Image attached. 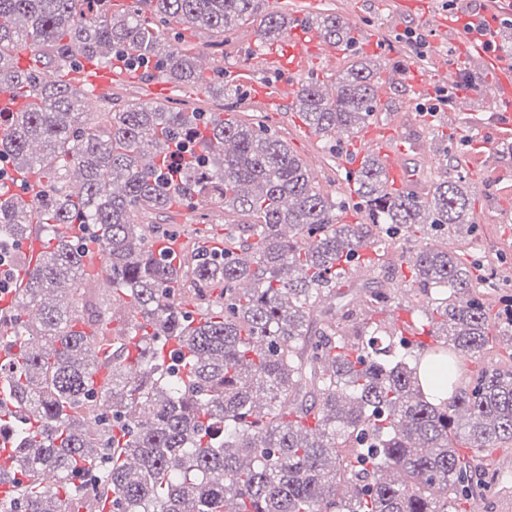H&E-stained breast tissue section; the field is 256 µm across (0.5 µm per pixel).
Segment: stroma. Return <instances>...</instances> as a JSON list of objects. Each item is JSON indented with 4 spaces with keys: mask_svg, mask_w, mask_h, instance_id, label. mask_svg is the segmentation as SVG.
Instances as JSON below:
<instances>
[{
    "mask_svg": "<svg viewBox=\"0 0 512 512\" xmlns=\"http://www.w3.org/2000/svg\"><path fill=\"white\" fill-rule=\"evenodd\" d=\"M319 14H334L347 21L355 31L350 45H323L317 63V77L326 91H333L337 76L356 57L364 55L365 45L373 39L385 43L378 53L384 75L390 76L393 90L388 102L379 106L371 124L380 132L395 130L410 145L428 146L430 159L427 173L419 182V189H427L437 179H455L469 176L473 184L474 213L480 222L475 233L463 237L449 235V246L464 255L469 264L481 267L485 278L479 291L495 321L502 322L512 315V126H505L501 111L487 106L481 99L480 87L488 80L486 69L466 64L457 72V87L451 92V101L441 110L423 112L419 102L408 99L401 78L403 73L418 72L432 76L448 59L457 58L459 48L451 44L443 53L418 54L401 36L413 29L431 37L434 19L420 14H401L379 9L375 0L365 7H357L354 0H318ZM194 58L205 57L212 63L210 78L222 77L225 66L246 68L248 52L257 45L255 25L240 28L235 35L225 37L223 44L212 43L203 33L190 40ZM169 98L187 101L189 107L209 111L224 109L238 112L241 120L264 121L272 131L287 141L289 148L307 165L316 187L329 198L340 197L339 184L348 174L336 165V157L345 149L340 138L324 141L319 136L308 137L297 125L299 119L295 104L283 110H267L254 102V90L239 85L234 98L208 96L196 87L170 83ZM409 241L394 238L390 245L389 262L375 267L360 262V274L354 275V285L346 297L358 302L359 286L373 282L390 289L394 303L387 308L386 317H395L408 302L407 291L411 274L402 264V255Z\"/></svg>",
    "mask_w": 512,
    "mask_h": 512,
    "instance_id": "obj_1",
    "label": "stroma"
}]
</instances>
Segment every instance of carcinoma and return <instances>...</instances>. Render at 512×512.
I'll use <instances>...</instances> for the list:
<instances>
[{"mask_svg": "<svg viewBox=\"0 0 512 512\" xmlns=\"http://www.w3.org/2000/svg\"><path fill=\"white\" fill-rule=\"evenodd\" d=\"M264 2L132 0L114 13L112 0H0V89L26 100L0 111V158L37 176L29 199L0 200V248L54 241L13 289L34 316L0 311V393L13 406L0 421L12 459L0 468L11 485L0 512H102L107 502L112 512H220L228 500L238 512H459L460 501L492 496L489 449L512 444V369H457L498 335L512 342V328L495 325L472 268L437 241L405 259L419 333L435 340L426 350L374 320L351 333L354 312L337 291L365 250L383 262L392 233H473L465 177L394 193L371 158L355 173L368 222L340 224L342 201L316 189L268 126L172 106L88 112L62 79L79 56L108 64L125 53L210 90L179 32L219 39L257 20L260 43L284 38L288 17ZM310 27L332 45L355 39L336 15ZM26 48L57 79L18 67ZM381 81L367 56L331 98L311 77L301 120L326 140L352 135L377 111ZM177 204L249 221L225 227L224 251L195 242L175 264L136 217ZM57 224L97 239L131 317L93 288L101 271L84 264V238ZM61 282L73 288L45 301ZM389 302L364 289L369 315ZM169 340L177 348L166 354ZM95 373L112 381L99 394ZM44 468L58 487L40 486Z\"/></svg>", "mask_w": 512, "mask_h": 512, "instance_id": "carcinoma-1", "label": "carcinoma"}]
</instances>
